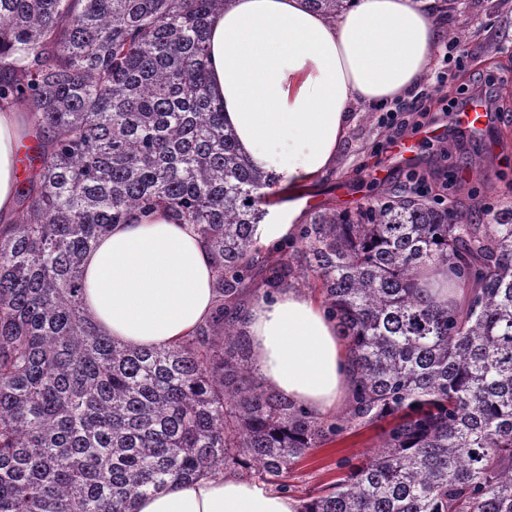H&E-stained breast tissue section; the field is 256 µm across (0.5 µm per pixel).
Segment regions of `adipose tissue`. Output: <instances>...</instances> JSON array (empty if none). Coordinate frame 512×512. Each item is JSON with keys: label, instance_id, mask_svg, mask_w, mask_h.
Returning a JSON list of instances; mask_svg holds the SVG:
<instances>
[{"label": "adipose tissue", "instance_id": "adipose-tissue-1", "mask_svg": "<svg viewBox=\"0 0 512 512\" xmlns=\"http://www.w3.org/2000/svg\"><path fill=\"white\" fill-rule=\"evenodd\" d=\"M446 18L435 0H352L338 19L305 0H226L207 25L209 91L241 155L281 186L311 188L332 172L356 104L408 97L428 71ZM25 117L0 107V215L19 189ZM83 309L104 335L168 347L191 335L216 300L214 261L193 225L167 213L114 225L87 253ZM243 327L264 384L319 415L355 383L326 308L304 291L252 300ZM135 512H300L264 484L221 474L174 482Z\"/></svg>", "mask_w": 512, "mask_h": 512}]
</instances>
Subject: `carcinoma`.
Wrapping results in <instances>:
<instances>
[{"label":"carcinoma","instance_id":"1","mask_svg":"<svg viewBox=\"0 0 512 512\" xmlns=\"http://www.w3.org/2000/svg\"><path fill=\"white\" fill-rule=\"evenodd\" d=\"M225 0H0V101L29 107L22 217L0 224V512H133L229 468L279 482L350 421L380 449L301 512H512V202L381 191L310 214L276 251L255 225L278 176L237 151L208 93ZM336 18L350 0H307ZM163 210L214 260L211 318L167 348L101 334L82 262L112 225ZM448 266L464 301L421 285ZM312 279L359 385L325 421L267 389L247 293Z\"/></svg>","mask_w":512,"mask_h":512}]
</instances>
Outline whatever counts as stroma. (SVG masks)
Here are the masks:
<instances>
[{"label":"stroma","mask_w":512,"mask_h":512,"mask_svg":"<svg viewBox=\"0 0 512 512\" xmlns=\"http://www.w3.org/2000/svg\"><path fill=\"white\" fill-rule=\"evenodd\" d=\"M445 11L449 29L464 35L463 48L441 37L432 68L406 101L383 109L358 104L335 170L302 197L278 204L279 222H287L292 211L304 217L327 207L356 210L367 203L371 184L398 189L413 169L459 171L481 199H500L506 181L512 180V0H448ZM482 71L498 79L496 106L486 113L481 131L474 132L445 106ZM443 72L449 78L441 84L437 77ZM385 110L422 125L421 130H407L412 151L406 157H397L388 144L389 131L381 122ZM390 427L387 421L358 422L327 436L289 471L287 495L301 502L319 495L349 466L376 451Z\"/></svg>","instance_id":"1"}]
</instances>
